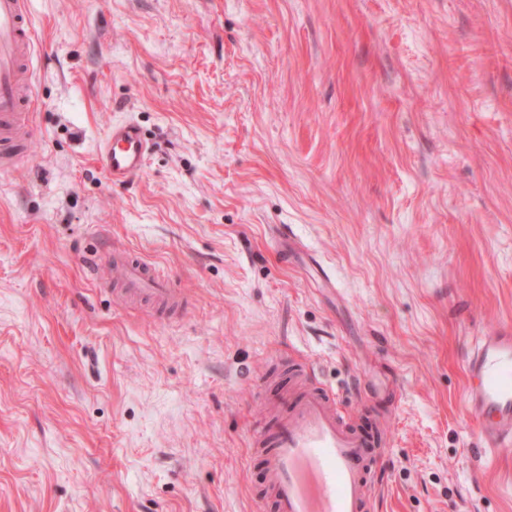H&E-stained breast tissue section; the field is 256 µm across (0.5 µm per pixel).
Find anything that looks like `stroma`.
Masks as SVG:
<instances>
[{
    "label": "stroma",
    "instance_id": "1",
    "mask_svg": "<svg viewBox=\"0 0 512 512\" xmlns=\"http://www.w3.org/2000/svg\"><path fill=\"white\" fill-rule=\"evenodd\" d=\"M0 175V512H272L249 437L310 359L388 435L375 512H512L463 359L512 327V0H30ZM143 170L96 163L114 120ZM187 299L126 310L96 255ZM148 149V142L137 124L116 122L102 140L97 157L112 184L121 185L142 170Z\"/></svg>",
    "mask_w": 512,
    "mask_h": 512
}]
</instances>
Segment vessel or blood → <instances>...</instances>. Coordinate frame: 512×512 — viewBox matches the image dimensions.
<instances>
[{"label":"vessel or blood","instance_id":"b4317fda","mask_svg":"<svg viewBox=\"0 0 512 512\" xmlns=\"http://www.w3.org/2000/svg\"><path fill=\"white\" fill-rule=\"evenodd\" d=\"M36 36L28 0H0V173L14 163V148L35 132L37 101L22 84L31 72ZM148 142L130 121L111 125L97 157L112 184L121 185L143 168ZM110 274L122 281L124 301L142 300L155 309L180 306L181 296L156 268L131 254L109 256ZM464 370L466 404L476 419L485 451L512 447V329L502 326L477 336ZM263 398L271 428L253 432L249 444L264 461L263 497L274 512H373L385 455L381 435L348 418L335 390L319 383L268 384Z\"/></svg>","mask_w":512,"mask_h":512}]
</instances>
